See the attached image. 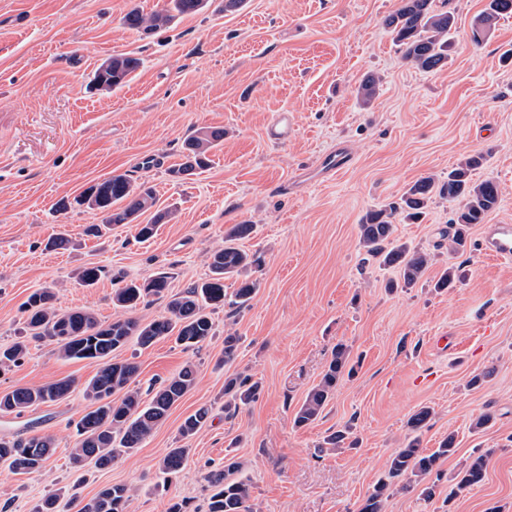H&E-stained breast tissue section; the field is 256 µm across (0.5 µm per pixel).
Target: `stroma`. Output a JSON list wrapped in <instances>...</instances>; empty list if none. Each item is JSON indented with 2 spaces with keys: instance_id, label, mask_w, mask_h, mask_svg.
<instances>
[{
  "instance_id": "obj_1",
  "label": "stroma",
  "mask_w": 512,
  "mask_h": 512,
  "mask_svg": "<svg viewBox=\"0 0 512 512\" xmlns=\"http://www.w3.org/2000/svg\"><path fill=\"white\" fill-rule=\"evenodd\" d=\"M486 2L450 0L448 62L425 72L403 60L384 24L400 0H248L235 13L212 0L152 35L121 18L134 7L158 10L162 0H0V346L17 340L23 304L39 288L55 289L58 310L88 308L109 323L118 315L114 274L166 272L171 293L181 292L207 277L210 252L242 223L255 231L241 248L262 259L249 306L214 312L215 334L200 349L165 339L115 352L137 363L133 385L143 393L186 363L199 372L143 446L108 468L77 470L69 460L73 424L92 408L82 387L98 363L61 359L48 339L30 342L21 363L0 372V394L64 377L75 389L18 416L0 413V437L48 435L56 446L41 472L0 465V512H34L59 491L86 500L112 484L129 488L128 512H168L180 500L204 512L205 476L228 456L261 512H358L424 406L433 416L423 447L451 435L457 451L439 462L432 499L397 491L385 512H512V261L480 251L478 224L464 252L448 253L442 241L457 205L441 197L419 220L395 223L397 240L431 256L416 287L389 289L397 272L359 243L369 211L476 153L483 161L473 181L493 180L499 190L487 222L512 224V17L474 43ZM118 54L138 58L139 68L122 88L91 89L95 69ZM370 74L379 83L366 103L358 88ZM279 112L291 115L294 134L274 146L264 130ZM200 127L223 128L224 143L210 168L173 181L183 139ZM336 151L348 165L321 174L319 160ZM115 174L148 181L158 207L177 206L175 219L145 242L130 224L85 235L102 216L73 200ZM59 233L67 246L48 247ZM451 265L460 282L435 290ZM89 266L107 272L91 287L80 280ZM230 330L241 341L226 364ZM440 336L446 348L436 347ZM340 342L358 362L355 375L320 419L296 426ZM243 371L260 396L225 416L224 380ZM477 374L482 382L471 385ZM202 406L208 423L182 439V422ZM489 409L492 424L473 430ZM345 426L358 446L322 451L324 437ZM183 447V468L164 477L159 460ZM479 448L494 451L484 482L450 497L454 474Z\"/></svg>"
}]
</instances>
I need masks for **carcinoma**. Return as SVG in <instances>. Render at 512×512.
<instances>
[{"label": "carcinoma", "instance_id": "obj_1", "mask_svg": "<svg viewBox=\"0 0 512 512\" xmlns=\"http://www.w3.org/2000/svg\"><path fill=\"white\" fill-rule=\"evenodd\" d=\"M209 0H165L163 7L145 14L130 9L123 23L130 29L151 33L168 27L175 19L203 10ZM512 17V0H488L473 30L474 42L493 29L505 17ZM454 24L452 12L437 5V0H401L398 9L388 15L386 25L403 46V57L417 68L432 72L440 69L448 59V35ZM139 60L115 55L104 61L95 71L91 83L97 90L122 87L128 76L137 69ZM224 141V129L202 127L193 130L184 140V162L172 168L169 174L176 180L192 176L210 167V154ZM482 162L472 156L458 167L448 171V178L423 177L401 196L400 201L366 214L359 225L360 243L366 253L379 259L386 267L398 270L400 283L389 287H415L427 269V253L398 244L393 240L397 217L405 213L416 217L438 195L458 200L462 206L448 220V239L454 252L465 249L470 225L484 223L498 202L497 184L490 180L472 182L471 171ZM78 204L103 214L102 223L93 224L88 231L99 235L114 224H133L140 239L153 237L156 225L166 224L176 217L177 209L168 207L154 214L146 224L139 218L155 207L156 193L147 183H136L125 174L113 175L89 186L78 199ZM253 232L251 224L233 225L224 238V247L208 257L209 278L193 283L178 294H169V276L158 273L142 281L131 280L112 290V304L125 312L109 324L101 323L89 310L59 312L54 308L55 293L51 288L33 291L25 302V320L29 335L34 339L49 337L57 343V353L65 360H94L102 363L97 373L83 388L84 396L95 408L83 415L76 424L79 441L70 451V459L77 467L90 461L99 468L112 465L123 455L132 452L151 435L157 424L166 418L170 409L196 384L198 371L192 364L184 366L176 375L151 388L153 396L142 404L141 394L130 388L138 372L131 361H116L112 353L124 348L132 339L147 348L156 341L175 337L185 348H194L214 335V323L207 309L224 307V281L238 283L230 306L240 310L256 294L258 284L247 276V270L259 259L241 249L237 242ZM167 300V315L143 323L128 315L140 305L156 300ZM27 354V345L18 341L0 348V371L17 365ZM351 352L343 343L336 344L322 377L306 395L295 415V424L306 426L317 420L336 393L340 382L354 373ZM74 381L63 378L36 386L20 387L0 396V412L17 415L26 409L66 398L73 390ZM260 384L245 374L224 379V412L230 416L255 401ZM209 411L200 408L185 418L180 427L181 437L195 435L208 420ZM432 410L421 407L408 419L413 433L408 443L390 457L387 471L374 485L359 512H383L385 501L398 490L420 489V495L430 499L435 485L426 483L427 477L439 461L455 454V440L448 436L433 451L421 447L420 435L428 427ZM55 444L47 436L28 438H0V463L15 474H31L45 468ZM186 448H171L159 462L165 474L176 473L185 464ZM494 454L489 448L470 458L453 477L449 497H454L482 483L488 461ZM240 463L228 460L224 468L206 476L207 512H258L252 502L250 485L233 475ZM129 489L124 485L102 488L94 497L81 503L78 512H127Z\"/></svg>", "mask_w": 512, "mask_h": 512}]
</instances>
